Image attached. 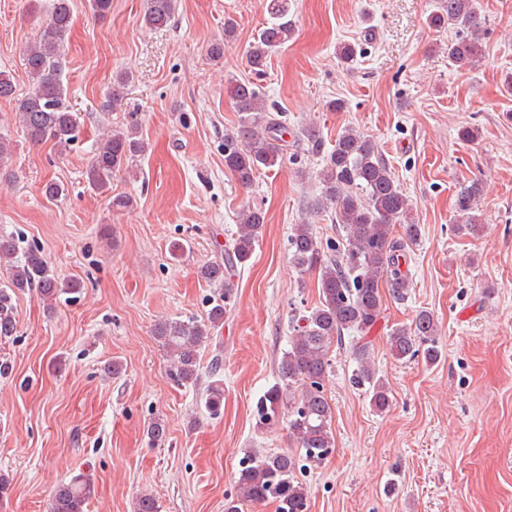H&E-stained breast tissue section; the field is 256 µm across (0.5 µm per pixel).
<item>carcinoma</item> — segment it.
I'll list each match as a JSON object with an SVG mask.
<instances>
[{
	"label": "carcinoma",
	"mask_w": 512,
	"mask_h": 512,
	"mask_svg": "<svg viewBox=\"0 0 512 512\" xmlns=\"http://www.w3.org/2000/svg\"><path fill=\"white\" fill-rule=\"evenodd\" d=\"M179 0H144L142 22L150 29L170 25ZM269 19L247 50L249 66L264 70L267 60L292 39L294 28L288 19V0H269ZM431 26L453 25L459 37L448 44V58L458 68H470L481 56L485 34L477 0H440L438 9L428 17ZM71 0H53L48 21L43 24L25 50L24 65L31 89L16 96L10 75L0 72V98L15 101L18 120L33 143L50 140L64 151L75 142L79 116L71 111L67 89L61 79L62 46L71 30ZM132 76L122 72L113 78L108 102L123 99ZM238 125L224 133V166L244 186L257 173L282 166L288 141V126L276 105L268 101L261 85L252 80H234L227 86ZM298 138L311 150L320 151L322 136L314 125L301 128ZM142 152V143L133 128H113L96 144L85 176L101 193L112 191V177L133 167ZM320 195L313 213L331 212L339 226L336 239H318L311 224L294 225L289 250L294 268L300 273L318 274L319 302L299 312L288 348L278 363L279 382L259 398L255 425L271 427L288 417L289 437L299 453L258 455L244 452L239 461L237 497L226 501L224 512H241L247 503H272L276 512H307L308 493L297 478L302 470L319 467L335 448L332 433L334 410L325 396V382L332 373L329 349L342 341L344 334L357 335L352 354L355 368L352 384L370 396L373 409L383 413L392 404L391 391L377 377L371 360L367 334L380 318L383 307L382 286L397 300L410 288L406 260L408 243L417 240L419 225L409 221L412 204L393 173L379 154L375 141L348 126L341 130L326 155L320 173ZM482 194L479 182L458 185L455 209L457 231L472 233L476 225L470 212ZM266 223L264 210L248 206L239 211L237 231L224 258L202 266L199 276L214 288L206 317L198 320L163 319L154 324L153 336L166 352L170 378L180 385H192L198 379L199 347L210 338L211 330L224 323L232 307L234 284L225 268L246 264L262 237ZM405 225V239H396L392 226ZM18 246L12 236L0 235V268L6 272V288L0 289V337L15 332L16 322L8 290L36 289L41 299L53 301L62 293L77 294V280H62L43 258L40 249H29L24 259H16ZM438 324L428 310H421L409 325L390 331L387 344L398 360L423 355L429 364L441 357L437 344ZM224 403V389L215 385L208 390L205 407L216 415ZM166 424L160 417L147 425L152 443L166 437ZM92 478L79 474L57 485L48 499L47 512H85L94 495Z\"/></svg>",
	"instance_id": "obj_1"
}]
</instances>
